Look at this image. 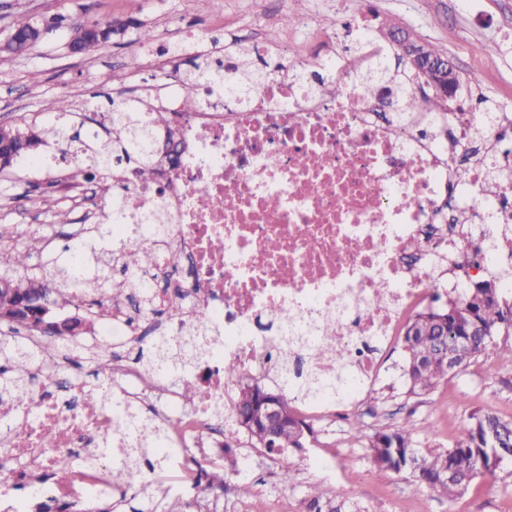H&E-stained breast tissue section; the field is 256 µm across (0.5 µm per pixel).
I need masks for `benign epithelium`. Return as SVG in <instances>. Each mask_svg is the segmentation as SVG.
Instances as JSON below:
<instances>
[{"label":"benign epithelium","instance_id":"benign-epithelium-1","mask_svg":"<svg viewBox=\"0 0 512 512\" xmlns=\"http://www.w3.org/2000/svg\"><path fill=\"white\" fill-rule=\"evenodd\" d=\"M397 38L394 39L396 47L400 50L401 60L405 67L418 73L423 85L432 94L440 98L443 104L454 99L460 87V76L457 70L448 64L445 55L436 56L429 52L427 45L411 33L404 30H396ZM46 35L42 26H34L25 33L9 32L0 42L1 52H14L23 46L34 45ZM165 151L163 158L168 168H174L178 158L175 144L176 129L164 128ZM30 135L22 137L21 147L9 143H0V168L6 169L11 162L27 149L26 143ZM38 317L44 320L42 326L51 325L62 330L64 336H76L84 330V321L74 316L69 320H59L47 305L41 306ZM257 396V403L253 408L242 411L238 415L240 424L247 432H258L265 439V444L272 448L279 447L276 442L281 430L288 428V412L281 404L279 396L274 392L263 389H252Z\"/></svg>","mask_w":512,"mask_h":512}]
</instances>
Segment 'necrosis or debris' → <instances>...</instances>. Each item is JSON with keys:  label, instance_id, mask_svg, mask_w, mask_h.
<instances>
[{"label": "necrosis or debris", "instance_id": "necrosis-or-debris-1", "mask_svg": "<svg viewBox=\"0 0 512 512\" xmlns=\"http://www.w3.org/2000/svg\"><path fill=\"white\" fill-rule=\"evenodd\" d=\"M362 59L297 55L287 70L241 94L238 68L222 73V94L185 113L178 167L147 185L128 172L112 177V239L125 243L141 217H158L162 231L144 230L141 244L177 251L180 264L162 282L147 281L159 317L152 330L186 336L198 399L180 418L181 397L155 367L129 363L134 315L122 302L97 314L99 340L112 365L100 405L83 401L78 345L36 353L34 375L52 371L64 385L40 389L42 410L30 417L0 404L11 431L0 451V501L7 512L52 504L71 512L76 498L110 494L112 456L129 446L117 413L140 405L146 389L165 400L172 448L208 445L207 464L224 459V410L234 388L224 360L244 376L280 382L303 362L312 380L344 368L335 399L308 397L304 413L326 417L329 402L363 393L380 375L404 325L433 290L461 295L459 253L476 254L473 275L503 279L512 290V180L484 191L492 171L512 167V113L494 122L471 112L402 115L385 86L368 91L356 74ZM436 135L424 134V127ZM469 172L458 181L459 168ZM182 294L180 308L167 307ZM207 316L195 331L198 313ZM55 448L43 445L45 433ZM112 456L97 455L103 434ZM97 455L95 467L81 465ZM29 493L16 497L18 486Z\"/></svg>", "mask_w": 512, "mask_h": 512}]
</instances>
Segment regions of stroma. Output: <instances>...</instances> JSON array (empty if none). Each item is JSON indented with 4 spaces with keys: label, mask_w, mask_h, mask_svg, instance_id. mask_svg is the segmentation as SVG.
Instances as JSON below:
<instances>
[{
    "label": "stroma",
    "mask_w": 512,
    "mask_h": 512,
    "mask_svg": "<svg viewBox=\"0 0 512 512\" xmlns=\"http://www.w3.org/2000/svg\"><path fill=\"white\" fill-rule=\"evenodd\" d=\"M308 23L282 25L284 0H0L11 10L24 9L36 16L61 15L83 21L136 20L148 23L155 33L151 47L134 43L133 31L114 35L92 56L71 53L68 29L46 35L38 46L19 57L0 55V124L27 127L43 120L44 103L68 97L74 104L81 134L98 130L111 105L135 97L154 83L157 67H144L135 81L118 83L132 56L160 55L170 39L185 30L205 34L220 44L237 42L251 49L254 69L273 71L287 66L294 54L321 57L336 50L343 57L358 56L365 45L351 34L352 24L365 10H372L373 30L402 28L452 57L462 78L458 97L470 111L488 108L512 112V0H472L460 10L458 0H304ZM94 82H87L86 74ZM56 169H24L14 161L13 184L0 197V218L15 225L13 245L0 243V272L7 268L11 246L29 245L34 234L45 235L48 245L34 250L33 265L65 259L66 235L83 218L102 220L112 204V194L99 190L88 198L64 187L44 192ZM406 354L397 348L386 360L388 372L365 395L362 412L364 434L348 423L328 425L311 421L313 434L304 449L286 456L252 447L241 437L236 449L240 479L250 482L253 493L239 497L234 487L210 498L212 512H305L309 487L317 486L331 497H357L365 512H512V461L495 475L476 479L464 495L448 499L442 493L415 484L404 473L376 470L366 452V436L375 430L409 424L420 447H453L463 422L473 411L512 418V368L496 353H488L459 375L443 381L430 395H408L404 377ZM202 448L169 459L157 480L132 490L118 512H170L175 500L190 501L182 481ZM296 469L294 484L279 478L282 460Z\"/></svg>",
    "instance_id": "obj_1"
}]
</instances>
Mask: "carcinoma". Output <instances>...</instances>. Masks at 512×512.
Instances as JSON below:
<instances>
[{
  "label": "carcinoma",
  "mask_w": 512,
  "mask_h": 512,
  "mask_svg": "<svg viewBox=\"0 0 512 512\" xmlns=\"http://www.w3.org/2000/svg\"><path fill=\"white\" fill-rule=\"evenodd\" d=\"M83 24L75 21L69 25V46L75 53L92 55L102 48L93 39L83 38ZM202 62L195 64L187 83L192 87H205L211 95L219 93L218 70L206 54L199 55ZM384 61L378 62L376 74L368 80L373 88L378 84L392 83L403 112H439L437 100L427 94L419 96L411 90L413 78L406 72L387 77ZM43 111L53 119L30 129L37 137L39 146L53 141L67 144L80 140L70 135L65 119L74 114V105L66 97H55L46 102ZM167 122L162 112H149L142 102L112 109V147L92 140L81 148V165L69 170L68 178L79 184L83 181L103 180L124 162L135 161L140 177L150 179L157 173L152 145L158 129ZM70 257L66 265L55 273L31 276L27 273L31 253L23 248L13 250L10 271L0 273V279L20 281L23 294L0 290V313L13 318L9 323L16 332L28 331L24 336H0V400L13 401L20 409L34 415L40 409V399L34 393L28 377L32 354L29 340L33 336L49 337L57 334L52 328L43 329L39 321H29V313L40 303H49L60 309L79 302L89 301L98 309L110 307L115 297L110 275L106 267L90 270L83 261L84 250L92 242L107 243L112 240V228L98 224L80 229L70 235ZM122 268L140 278L165 262L168 267L180 263V257L169 253L161 257L144 246L134 244L121 253ZM448 326L442 328L429 319L415 314L410 323L416 324L414 333H404L407 354V393L421 396L432 391L447 377H454L465 370L471 361L494 349L503 363L512 365V301L501 297V289L492 280H481L478 288H467L463 293L448 299ZM479 322L486 330L484 336H462L460 331L471 322ZM155 364L163 367L170 378L181 388L184 401L195 399L196 388L190 370L171 359L167 340L157 345ZM500 438L499 452L504 459L512 460V420L490 412H474L460 431V439L451 448H420L408 424L381 428L368 437V451L375 468L380 472L406 473L415 483L441 492L452 499L464 493L471 482L486 475L480 467V457L485 455L493 437ZM282 447L269 448L267 452L279 454L289 448H301L302 437L290 427L281 434ZM151 452L157 463L169 459L176 449L166 445L165 437L155 433L150 442ZM129 458L112 462V488L124 489L128 485ZM227 472L221 466L208 473L207 490L224 492ZM306 512H361L357 503L349 499H331L319 489H309Z\"/></svg>",
  "instance_id": "cac0c4a2"
}]
</instances>
